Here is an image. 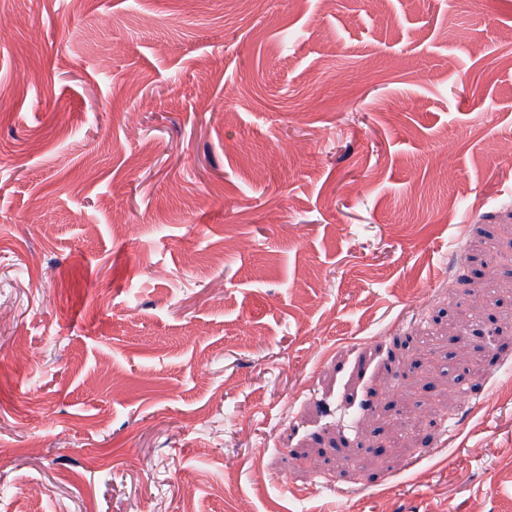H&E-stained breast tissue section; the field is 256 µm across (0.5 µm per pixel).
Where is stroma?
<instances>
[{"mask_svg": "<svg viewBox=\"0 0 512 512\" xmlns=\"http://www.w3.org/2000/svg\"><path fill=\"white\" fill-rule=\"evenodd\" d=\"M0 512H512V0H0Z\"/></svg>", "mask_w": 512, "mask_h": 512, "instance_id": "35a3bbf8", "label": "stroma"}]
</instances>
